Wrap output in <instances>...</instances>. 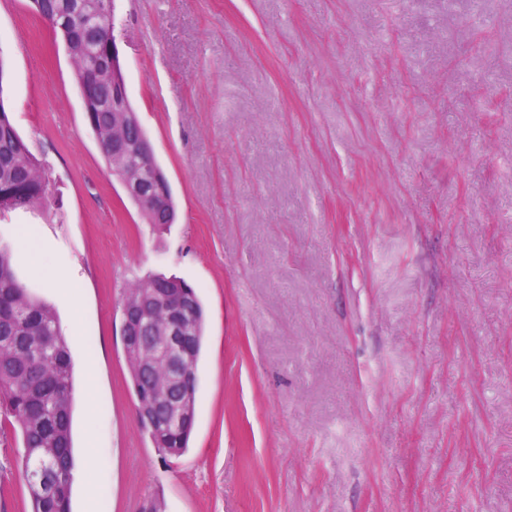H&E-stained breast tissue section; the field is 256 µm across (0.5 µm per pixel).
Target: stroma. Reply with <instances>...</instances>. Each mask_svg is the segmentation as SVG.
Here are the masks:
<instances>
[{
  "mask_svg": "<svg viewBox=\"0 0 512 512\" xmlns=\"http://www.w3.org/2000/svg\"><path fill=\"white\" fill-rule=\"evenodd\" d=\"M174 223H146L61 38L0 0V96L46 161L18 279L72 346V512H512V0H112ZM196 286L186 451L136 419L126 288ZM96 389L85 388L87 356ZM100 468L85 472L87 441ZM0 417V512H30Z\"/></svg>",
  "mask_w": 512,
  "mask_h": 512,
  "instance_id": "obj_1",
  "label": "stroma"
}]
</instances>
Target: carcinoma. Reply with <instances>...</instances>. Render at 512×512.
<instances>
[{
	"label": "carcinoma",
	"mask_w": 512,
	"mask_h": 512,
	"mask_svg": "<svg viewBox=\"0 0 512 512\" xmlns=\"http://www.w3.org/2000/svg\"><path fill=\"white\" fill-rule=\"evenodd\" d=\"M59 0H31L34 11L53 26ZM79 10L69 37L73 78L94 90L112 87L122 72L112 70V59L98 54L97 40L112 32L114 18L95 12L97 0H73ZM103 158L113 169L156 164L154 157L112 159V141L126 134L123 117L107 99L101 112L87 115ZM48 168L12 126L10 115L0 112V192L15 210L42 204L47 199ZM148 301L146 322L162 328L184 314L194 336L188 347L199 356L204 333V310L195 287L176 277H152L133 284L125 295L129 306ZM138 403L149 400L151 390L170 379L167 362L144 372L138 357L128 359ZM73 387L69 346L54 310L34 297L16 276L12 249L0 242V414L20 433L24 448V474L32 512H71L74 460L72 452ZM190 424L174 427L159 423L151 430L163 452L178 455L187 448Z\"/></svg>",
	"instance_id": "carcinoma-1"
}]
</instances>
